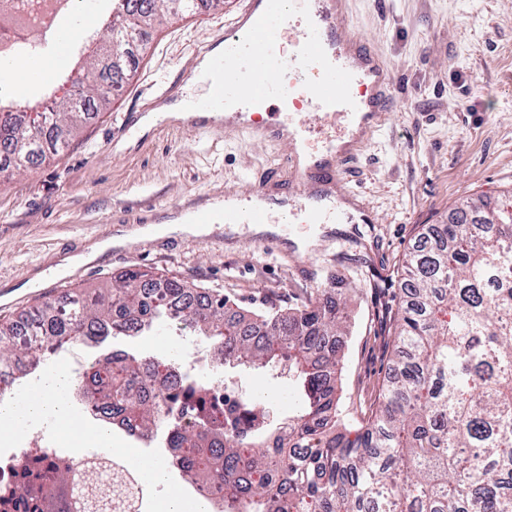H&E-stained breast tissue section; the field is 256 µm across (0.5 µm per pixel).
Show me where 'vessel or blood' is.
I'll return each mask as SVG.
<instances>
[{
    "label": "vessel or blood",
    "mask_w": 512,
    "mask_h": 512,
    "mask_svg": "<svg viewBox=\"0 0 512 512\" xmlns=\"http://www.w3.org/2000/svg\"><path fill=\"white\" fill-rule=\"evenodd\" d=\"M223 39L198 109H225V126L286 139L276 168L289 172V189L274 199L254 185L245 196H225L217 210L179 208L181 219L285 224L301 198L305 223H348V197L339 190L348 155L332 135L311 147L312 125L340 115L346 124L378 128L392 99L393 71L357 36L342 0H244Z\"/></svg>",
    "instance_id": "b4317fda"
}]
</instances>
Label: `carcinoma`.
Listing matches in <instances>:
<instances>
[{
    "instance_id": "obj_1",
    "label": "carcinoma",
    "mask_w": 512,
    "mask_h": 512,
    "mask_svg": "<svg viewBox=\"0 0 512 512\" xmlns=\"http://www.w3.org/2000/svg\"><path fill=\"white\" fill-rule=\"evenodd\" d=\"M73 0H51L30 45L0 60L38 56L39 32L56 27ZM198 0H154L129 14L130 0H112V20L95 54L76 62L78 95L36 111L0 112V173L56 153L119 89L106 61L124 54L115 29L144 31ZM404 300L396 318L392 373L367 423L350 432L339 410L344 308L327 296L298 308L252 313L249 323L226 298L192 302L190 286L129 271L110 288L73 299L61 295L31 313L36 335L56 351L76 339H104L114 316L135 334L161 316L217 345L226 366L288 364L304 403L274 428L267 403L182 406L192 382L169 381L167 361L154 362L152 386L169 393L164 406L146 398L132 377L139 362L122 353L113 368L91 365L85 388L104 410L125 414L141 435L162 430L182 449L183 473L225 484L224 512H512V208L482 198L455 208L446 224L423 229L405 257ZM40 354L25 345L0 347V365ZM68 473L34 485L43 512H57Z\"/></svg>"
}]
</instances>
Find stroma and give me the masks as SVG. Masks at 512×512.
I'll return each mask as SVG.
<instances>
[{"instance_id":"obj_1","label":"stroma","mask_w":512,"mask_h":512,"mask_svg":"<svg viewBox=\"0 0 512 512\" xmlns=\"http://www.w3.org/2000/svg\"><path fill=\"white\" fill-rule=\"evenodd\" d=\"M242 2L204 0L196 13L150 29L120 91L66 148L26 174H0V293L23 295L0 306V324H21L61 291L81 298L133 269L256 310L300 306L340 278L353 288L340 408L356 429L378 405L402 303V258L422 225L446 222L470 198L512 204V0H349L356 33L396 77L381 130L341 185L360 192L369 223L291 224L278 250L247 225L141 238L100 255L91 272L63 268L64 258L109 237L139 208L171 218L176 203L222 197L263 181L275 166L286 149L275 139L142 125L165 104L168 86L182 97L205 96L189 71ZM179 336L164 318L112 345L163 360L175 356ZM224 388L266 398L278 423L300 406L292 377L274 367L226 369Z\"/></svg>"}]
</instances>
